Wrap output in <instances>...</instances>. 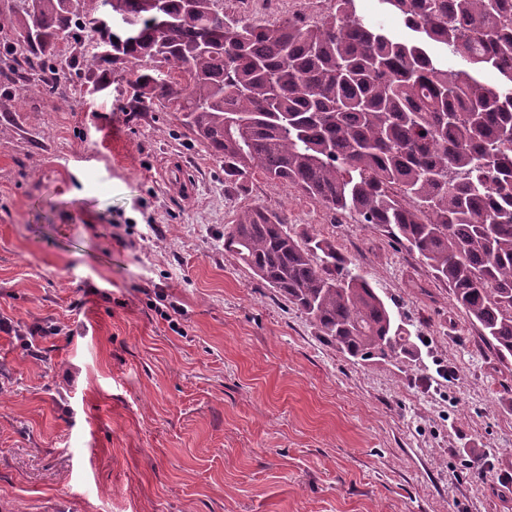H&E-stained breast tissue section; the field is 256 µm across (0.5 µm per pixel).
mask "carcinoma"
<instances>
[{
	"label": "carcinoma",
	"mask_w": 512,
	"mask_h": 512,
	"mask_svg": "<svg viewBox=\"0 0 512 512\" xmlns=\"http://www.w3.org/2000/svg\"><path fill=\"white\" fill-rule=\"evenodd\" d=\"M98 2L0 0L22 92L39 86L33 64L74 65L97 85L131 71V110L178 113L227 177L259 173L380 227L448 284L498 358L512 357V0H379L406 40L366 21L357 0L274 24L228 15L222 0H110L106 55L75 38ZM224 248L350 357L418 355L333 241L253 207Z\"/></svg>",
	"instance_id": "cac0c4a2"
}]
</instances>
